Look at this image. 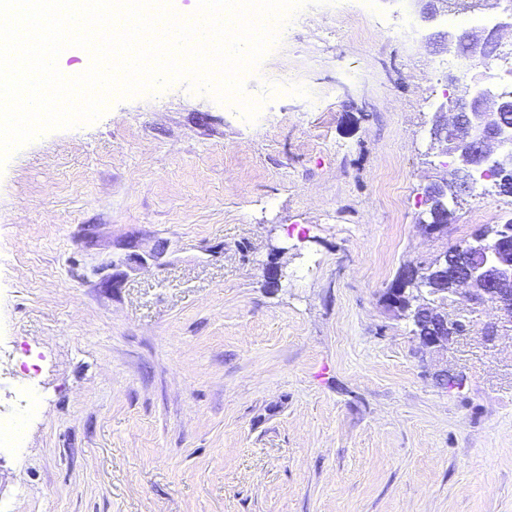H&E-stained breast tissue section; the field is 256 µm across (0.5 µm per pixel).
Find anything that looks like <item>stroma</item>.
<instances>
[{
    "mask_svg": "<svg viewBox=\"0 0 512 512\" xmlns=\"http://www.w3.org/2000/svg\"><path fill=\"white\" fill-rule=\"evenodd\" d=\"M511 71L319 0L245 84L258 123L181 81L14 152L0 407L32 383L40 408L0 450V512H512V323L480 308L423 355L380 302L512 218L487 180L444 235L418 222L444 93Z\"/></svg>",
    "mask_w": 512,
    "mask_h": 512,
    "instance_id": "35a3bbf8",
    "label": "stroma"
}]
</instances>
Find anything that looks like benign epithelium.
<instances>
[{"label": "benign epithelium", "instance_id": "benign-epithelium-1", "mask_svg": "<svg viewBox=\"0 0 512 512\" xmlns=\"http://www.w3.org/2000/svg\"><path fill=\"white\" fill-rule=\"evenodd\" d=\"M411 2L423 22L434 21L441 11L448 9V0ZM509 30L512 31V12L506 9L490 29L467 35L448 30L437 33L436 39L442 52L469 64H482L488 57L489 46L502 45L503 34ZM430 137V149L439 146L453 156L454 168L448 177L428 191L442 201L440 212L449 216L473 196V183L460 174L493 169L500 158L496 148L512 140V94H491L482 80L464 84L460 94L446 97L435 111ZM436 212L432 209L418 218L430 234L447 228L436 223ZM450 280L471 287L473 307L490 305L512 322V222L495 224L482 236L455 243L443 257L430 262L425 271L417 267L404 270L394 286L384 291L383 302L414 322L431 314V305L436 303L437 313L454 324L465 311L452 307L448 289L434 287ZM412 335L418 348L431 351L447 348L459 337L454 331L446 336L440 332L421 336L414 330Z\"/></svg>", "mask_w": 512, "mask_h": 512}]
</instances>
